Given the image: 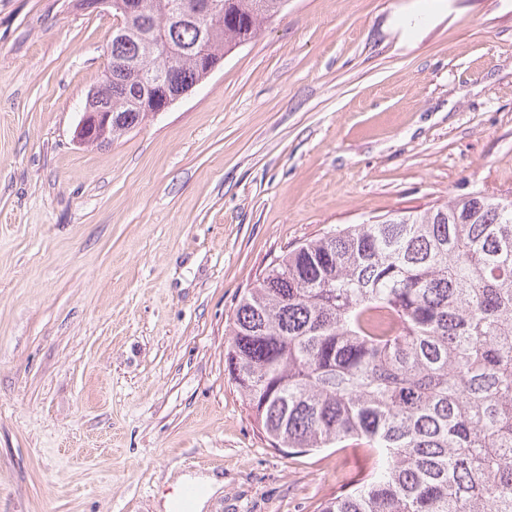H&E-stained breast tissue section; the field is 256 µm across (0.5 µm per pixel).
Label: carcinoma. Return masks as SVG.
Wrapping results in <instances>:
<instances>
[{
  "mask_svg": "<svg viewBox=\"0 0 512 512\" xmlns=\"http://www.w3.org/2000/svg\"><path fill=\"white\" fill-rule=\"evenodd\" d=\"M171 0H145L123 59L207 78ZM285 0H224L222 56ZM182 48L162 57L157 35ZM138 126L146 85L112 82ZM226 367L289 454L349 443L374 466L318 512H512V201L457 198L327 233L284 254L237 306Z\"/></svg>",
  "mask_w": 512,
  "mask_h": 512,
  "instance_id": "1",
  "label": "carcinoma"
}]
</instances>
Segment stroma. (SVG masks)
Returning <instances> with one entry per match:
<instances>
[{
  "label": "stroma",
  "mask_w": 512,
  "mask_h": 512,
  "mask_svg": "<svg viewBox=\"0 0 512 512\" xmlns=\"http://www.w3.org/2000/svg\"><path fill=\"white\" fill-rule=\"evenodd\" d=\"M111 16L0 0V512H315L362 448L275 449L230 379L289 248L512 197V0H288L166 112L74 131Z\"/></svg>",
  "instance_id": "stroma-1"
}]
</instances>
